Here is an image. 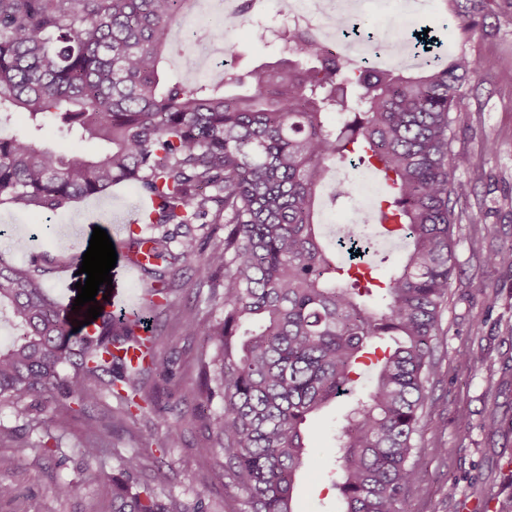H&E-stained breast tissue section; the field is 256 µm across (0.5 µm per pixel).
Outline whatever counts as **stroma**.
<instances>
[{"label": "stroma", "mask_w": 512, "mask_h": 512, "mask_svg": "<svg viewBox=\"0 0 512 512\" xmlns=\"http://www.w3.org/2000/svg\"><path fill=\"white\" fill-rule=\"evenodd\" d=\"M499 33L492 39H473L468 50L477 60H489L491 70L473 79L466 107L456 113L455 150L469 154L472 164L458 171L473 192L455 204L456 270L448 288V307L441 320L436 355L439 372L429 387L437 407L422 421V447L412 462L419 474L420 493L410 497L407 512H471L470 506L487 499L512 503V272L487 264L489 253L512 245V12L489 20ZM233 45V66L244 73L274 59L271 47L246 27L228 36ZM39 224H52L56 234L36 239V250L51 256L83 251L94 228L106 230L117 262L112 285L119 294L146 297L141 278H127L125 234L111 217L98 214L81 200L56 213L0 207V257L23 265L30 259L21 236ZM159 351L174 363L171 380L151 377L153 397L181 413L182 439L167 449L162 465L146 463L129 478L132 491L156 487L165 497L194 506L206 498L217 512H237L239 493L216 478L214 456L195 416V401L187 394L198 380V337L180 324L162 329ZM341 397L308 425L309 461L301 471L295 497L296 512H336L338 493L327 480L323 465L332 454V436L348 409ZM504 423L501 432L489 431L490 421ZM87 420L58 413L51 427L61 439L59 453L35 459L19 440L0 441V455L16 456L20 467L12 481L13 501L0 504V512H112V478L119 475V458L139 445L141 431L155 427L154 415L112 435L113 453L90 460L81 453ZM163 482H156V474ZM73 483L77 494L57 497L53 488Z\"/></svg>", "instance_id": "35a3bbf8"}]
</instances>
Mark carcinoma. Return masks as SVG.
Listing matches in <instances>:
<instances>
[{"mask_svg":"<svg viewBox=\"0 0 512 512\" xmlns=\"http://www.w3.org/2000/svg\"><path fill=\"white\" fill-rule=\"evenodd\" d=\"M193 0H0V206L66 210L125 182L156 205L126 224L127 261L151 282L146 305L172 317L201 343L191 390L208 450L223 458L224 487L241 493L238 512H294L304 464L303 426L357 389L369 387L336 431L328 467L338 512H406L418 472L410 460L422 418L435 401L428 385L448 282L456 261L452 200L470 183L454 173L471 164L452 149V113L484 63L465 52L407 71L351 66L295 27L280 29L284 57L245 75L226 70L204 82L169 76L170 33ZM254 0H241L202 39L222 42L244 24ZM448 21L466 39L498 29L488 17L512 0H445ZM26 113L29 131L11 130ZM336 114V121L327 116ZM72 140L95 139L94 156L40 147L46 125ZM336 165L385 182L375 209L400 238L401 257L383 278L370 255L341 260L327 243L319 191ZM330 202L353 197L336 179ZM222 224L197 262L191 305L168 300L194 253L169 226ZM368 224H346L354 243ZM40 255L25 265L0 259V310L17 335L0 348V403L19 418L84 415L116 401L108 424L87 423L84 455L111 447L112 429L145 405L160 429L120 457L122 474L180 439L178 422L151 400L144 381L172 375L158 336L140 315H114L107 301L91 329L72 333L76 314L48 294ZM35 459L60 447L51 432L26 441ZM16 467L0 456V500L15 497ZM112 512H182L152 488L133 493L112 478Z\"/></svg>","mask_w":512,"mask_h":512,"instance_id":"cac0c4a2","label":"carcinoma"}]
</instances>
